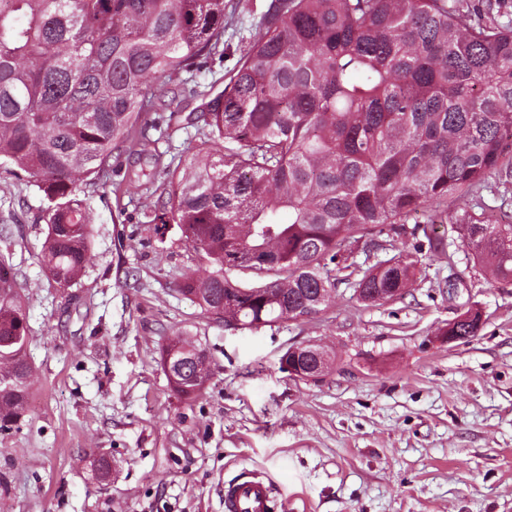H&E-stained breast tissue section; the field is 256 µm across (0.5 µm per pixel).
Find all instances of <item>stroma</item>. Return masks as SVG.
Instances as JSON below:
<instances>
[{"mask_svg":"<svg viewBox=\"0 0 512 512\" xmlns=\"http://www.w3.org/2000/svg\"><path fill=\"white\" fill-rule=\"evenodd\" d=\"M144 165L123 161L121 196L81 187L92 259L66 290L38 260L40 192L0 169V253L30 302L37 368L30 417L0 431V512H224L225 483L248 472L287 512H512V283L449 228L446 253L404 245L419 274L403 298L368 306L342 283L316 318L227 329L177 291L196 267L178 228L160 240L139 223ZM471 307L478 336L447 342ZM178 333L211 359L193 399L158 364ZM299 343L332 354L321 380L281 370ZM99 454L107 485L87 466ZM483 323V315L482 312L478 309H468L465 312L461 313L459 316H457L453 321H451L448 324V328H446L444 335L446 339H448V342L452 343L454 341H457L462 338V336H477V334H471L469 329L466 327L465 324H470L472 328L475 331H478L481 329ZM459 327V333L457 336H455V331L458 330ZM462 339H469V338H462Z\"/></svg>","mask_w":512,"mask_h":512,"instance_id":"1","label":"stroma"}]
</instances>
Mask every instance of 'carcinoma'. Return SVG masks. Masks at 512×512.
Here are the masks:
<instances>
[{
    "label": "carcinoma",
    "instance_id": "carcinoma-1",
    "mask_svg": "<svg viewBox=\"0 0 512 512\" xmlns=\"http://www.w3.org/2000/svg\"><path fill=\"white\" fill-rule=\"evenodd\" d=\"M501 0H8L0 7V168L43 193L39 254L70 288L91 259L78 182L149 154L155 186L139 223L175 224L199 271L179 293L208 318L254 330L313 318L347 270L339 258L380 226L436 253L435 224L457 223L474 263L494 258L512 282V221L456 216L464 194L512 185V28ZM256 22L237 42L229 22ZM232 67L191 118L196 143L165 164L149 131L200 95L184 74ZM181 94L155 108L164 80ZM0 254V430L24 419L34 365L28 302ZM265 289L238 299L231 273ZM416 266L403 255L357 273L359 299L382 304ZM170 386L194 398L211 375L206 350L177 334L159 351ZM106 482L104 456L89 462Z\"/></svg>",
    "mask_w": 512,
    "mask_h": 512
}]
</instances>
